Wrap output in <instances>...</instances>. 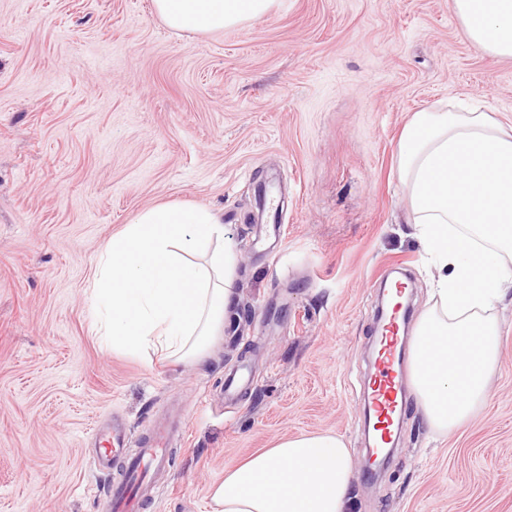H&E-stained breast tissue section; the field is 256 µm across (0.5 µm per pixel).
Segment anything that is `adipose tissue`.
I'll list each match as a JSON object with an SVG mask.
<instances>
[{"label":"adipose tissue","instance_id":"ef3b65f1","mask_svg":"<svg viewBox=\"0 0 512 512\" xmlns=\"http://www.w3.org/2000/svg\"><path fill=\"white\" fill-rule=\"evenodd\" d=\"M277 0H153L170 28L211 36L246 26ZM470 42L512 58V0H453ZM416 236L438 271L417 319L407 377L426 423L464 427L501 366L497 304L512 291V128L458 102L415 112L395 155ZM237 250L217 212L163 204L108 242L90 290L95 331L113 348L204 358L236 302ZM353 462L332 432L280 439L226 468L212 512H352Z\"/></svg>","mask_w":512,"mask_h":512}]
</instances>
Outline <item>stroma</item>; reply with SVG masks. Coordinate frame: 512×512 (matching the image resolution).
<instances>
[{
	"label": "stroma",
	"instance_id": "35a3bbf8",
	"mask_svg": "<svg viewBox=\"0 0 512 512\" xmlns=\"http://www.w3.org/2000/svg\"><path fill=\"white\" fill-rule=\"evenodd\" d=\"M454 97L512 125V60L472 45L452 0H280L210 37L152 0H0V512H97L95 427L116 416L136 436L186 423L145 512H211L226 467L317 431L350 450L354 512H512L511 304L478 416L439 437L408 404L365 474L379 284L431 305L397 142ZM168 202L219 213L238 252L241 322L199 363L93 331L103 247Z\"/></svg>",
	"mask_w": 512,
	"mask_h": 512
}]
</instances>
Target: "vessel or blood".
<instances>
[{"label":"vessel or blood","mask_w":512,"mask_h":512,"mask_svg":"<svg viewBox=\"0 0 512 512\" xmlns=\"http://www.w3.org/2000/svg\"><path fill=\"white\" fill-rule=\"evenodd\" d=\"M405 342L404 316L392 311L379 331L371 383L364 395L384 444L393 437L404 408L400 359ZM171 433V427H157L134 440L125 427L116 425L103 435L92 461L94 469L109 478L99 512H143L154 500L155 477L171 466L167 448Z\"/></svg>","instance_id":"1"}]
</instances>
